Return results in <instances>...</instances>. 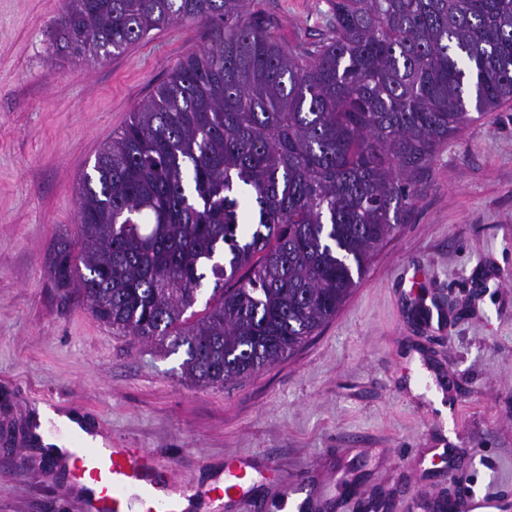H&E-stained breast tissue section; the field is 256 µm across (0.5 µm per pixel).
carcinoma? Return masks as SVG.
I'll return each instance as SVG.
<instances>
[{"instance_id": "obj_1", "label": "carcinoma", "mask_w": 512, "mask_h": 512, "mask_svg": "<svg viewBox=\"0 0 512 512\" xmlns=\"http://www.w3.org/2000/svg\"><path fill=\"white\" fill-rule=\"evenodd\" d=\"M326 2L303 50L254 0H63L49 31L106 59L170 24L210 27L101 147L48 262L61 303L183 353L194 384L297 351L404 223L437 149L512 103V0Z\"/></svg>"}]
</instances>
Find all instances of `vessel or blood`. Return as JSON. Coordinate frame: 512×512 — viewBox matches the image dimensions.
<instances>
[{"label": "vessel or blood", "instance_id": "vessel-or-blood-1", "mask_svg": "<svg viewBox=\"0 0 512 512\" xmlns=\"http://www.w3.org/2000/svg\"><path fill=\"white\" fill-rule=\"evenodd\" d=\"M73 464L99 485L100 496L94 512H178V505L165 495L168 467L154 454L137 448H79L72 455ZM248 457L241 456L237 465L224 473L223 485L214 490L227 501H245L250 491ZM311 475L302 472L291 482L282 498L272 503L273 512H306ZM456 512H496L492 498H476L463 492L453 501Z\"/></svg>", "mask_w": 512, "mask_h": 512}]
</instances>
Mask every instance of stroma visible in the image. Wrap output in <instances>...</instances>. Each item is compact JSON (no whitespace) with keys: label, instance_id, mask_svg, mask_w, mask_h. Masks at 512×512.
I'll return each instance as SVG.
<instances>
[{"label":"stroma","instance_id":"1","mask_svg":"<svg viewBox=\"0 0 512 512\" xmlns=\"http://www.w3.org/2000/svg\"><path fill=\"white\" fill-rule=\"evenodd\" d=\"M288 45L325 34V0H255ZM61 0H0V432L24 440L49 398L111 444L162 457L206 487L229 457L273 459L252 512L303 469L337 512H410L458 485L512 501V107L476 116L438 151L428 187L336 317L292 356L238 383L181 379L178 355L61 305L46 260L73 232L100 147L179 59L199 22L151 31L100 61L56 52ZM448 309L415 315L414 296ZM446 384L450 402L430 393ZM455 446V460L432 457ZM74 471L0 449V512H80Z\"/></svg>","mask_w":512,"mask_h":512}]
</instances>
